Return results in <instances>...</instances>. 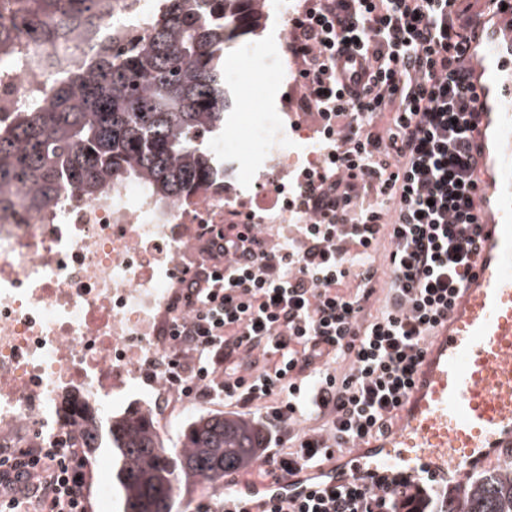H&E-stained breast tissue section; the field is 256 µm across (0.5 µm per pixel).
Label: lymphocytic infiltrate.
Returning a JSON list of instances; mask_svg holds the SVG:
<instances>
[{
    "instance_id": "obj_1",
    "label": "lymphocytic infiltrate",
    "mask_w": 512,
    "mask_h": 512,
    "mask_svg": "<svg viewBox=\"0 0 512 512\" xmlns=\"http://www.w3.org/2000/svg\"><path fill=\"white\" fill-rule=\"evenodd\" d=\"M463 0H307L289 47L331 153L297 186L308 216L285 247L235 225L212 241L213 266L186 280L199 308L172 337L199 399L258 414L250 484L320 466L392 431L422 345L448 312L479 249L472 213L477 110ZM391 113L376 129L375 116ZM389 246L380 313L371 258ZM321 418L302 429L303 413ZM85 453L71 441L0 458V512H23L20 482L42 480L44 512H88ZM435 492L351 486L267 512H428Z\"/></svg>"
}]
</instances>
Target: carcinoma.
<instances>
[{
  "label": "carcinoma",
  "mask_w": 512,
  "mask_h": 512,
  "mask_svg": "<svg viewBox=\"0 0 512 512\" xmlns=\"http://www.w3.org/2000/svg\"><path fill=\"white\" fill-rule=\"evenodd\" d=\"M259 2L166 0L143 44L105 49L95 71L52 80L45 105L0 129V213L21 190L41 206L67 188L91 197L105 175L144 176L160 202L222 181L201 133L218 131L231 111L225 56L264 31ZM108 7V0H0V52L24 36L55 44L74 19L101 18ZM67 417L88 430V453L112 451L116 512H176L195 485L216 483L257 455L255 426L234 416L188 420L175 450L148 409L115 412L100 425L95 406L75 398ZM465 512H512V470L477 478Z\"/></svg>",
  "instance_id": "obj_1"
}]
</instances>
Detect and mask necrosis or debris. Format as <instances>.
I'll return each instance as SVG.
<instances>
[{
  "label": "necrosis or debris",
  "instance_id": "4bbe7bcc",
  "mask_svg": "<svg viewBox=\"0 0 512 512\" xmlns=\"http://www.w3.org/2000/svg\"><path fill=\"white\" fill-rule=\"evenodd\" d=\"M158 7L110 0L105 19L75 24L57 53L23 40L0 62V124L44 101L48 77L89 71L101 49L137 41ZM208 148L241 179L269 182L265 200L219 188L160 203L145 181L106 176L93 197L63 193L40 208L22 195L0 216V447L85 442L65 415L75 390L104 416L131 399L158 412L183 398L185 381L166 365L183 356L172 323L193 316L184 279L208 262L224 225L303 223L288 185L323 170L329 152L308 116L283 112L255 113Z\"/></svg>",
  "mask_w": 512,
  "mask_h": 512
}]
</instances>
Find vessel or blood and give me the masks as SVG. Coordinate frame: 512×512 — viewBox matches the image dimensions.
<instances>
[{
  "label": "vessel or blood",
  "mask_w": 512,
  "mask_h": 512,
  "mask_svg": "<svg viewBox=\"0 0 512 512\" xmlns=\"http://www.w3.org/2000/svg\"><path fill=\"white\" fill-rule=\"evenodd\" d=\"M477 29L466 59L478 97V264L427 338L392 432L255 492L225 484L249 512L353 481L414 486L430 477L444 492L466 470L512 453V13L489 6Z\"/></svg>",
  "instance_id": "vessel-or-blood-1"
}]
</instances>
